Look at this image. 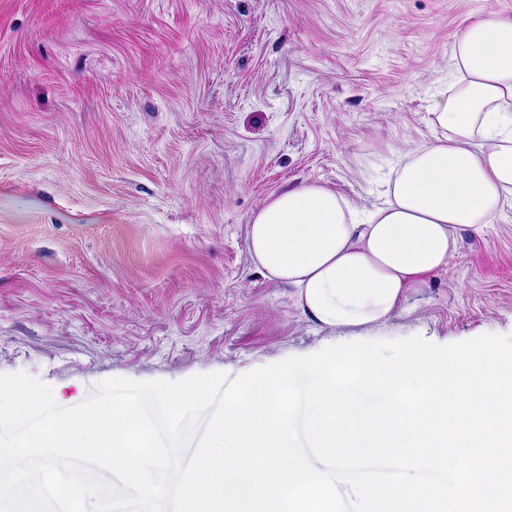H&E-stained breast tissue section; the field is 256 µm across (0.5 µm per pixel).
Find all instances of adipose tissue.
I'll return each mask as SVG.
<instances>
[{"label": "adipose tissue", "instance_id": "adipose-tissue-1", "mask_svg": "<svg viewBox=\"0 0 512 512\" xmlns=\"http://www.w3.org/2000/svg\"><path fill=\"white\" fill-rule=\"evenodd\" d=\"M455 65L456 90L432 96V140L400 162L383 206L362 216L335 191L301 185L254 214L256 268L292 288L316 325L387 321L411 289L448 267L464 236L512 206V17L469 25Z\"/></svg>", "mask_w": 512, "mask_h": 512}]
</instances>
